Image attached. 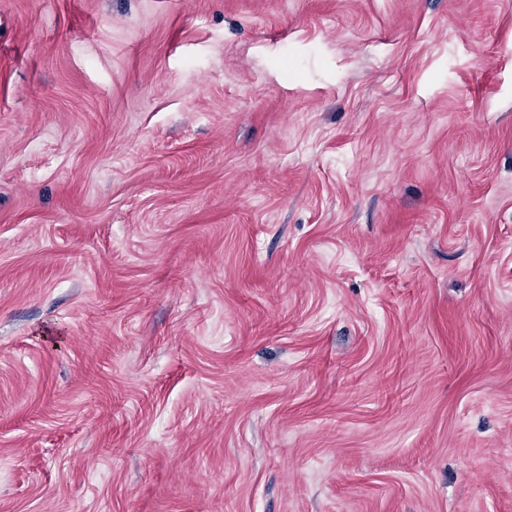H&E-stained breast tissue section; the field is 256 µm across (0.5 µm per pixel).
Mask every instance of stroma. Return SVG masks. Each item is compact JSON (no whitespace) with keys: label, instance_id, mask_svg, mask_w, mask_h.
Wrapping results in <instances>:
<instances>
[{"label":"stroma","instance_id":"stroma-1","mask_svg":"<svg viewBox=\"0 0 512 512\" xmlns=\"http://www.w3.org/2000/svg\"><path fill=\"white\" fill-rule=\"evenodd\" d=\"M0 512H512V0H0Z\"/></svg>","mask_w":512,"mask_h":512}]
</instances>
